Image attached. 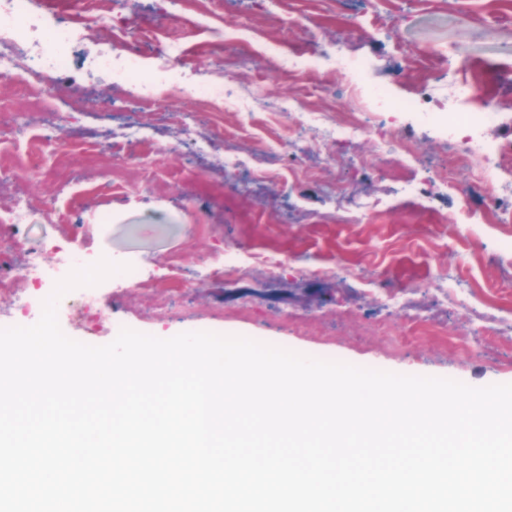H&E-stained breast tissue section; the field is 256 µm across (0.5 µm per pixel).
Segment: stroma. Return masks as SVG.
<instances>
[{
	"label": "stroma",
	"instance_id": "stroma-1",
	"mask_svg": "<svg viewBox=\"0 0 512 512\" xmlns=\"http://www.w3.org/2000/svg\"><path fill=\"white\" fill-rule=\"evenodd\" d=\"M84 35L56 74L57 132L97 137L41 170L10 171L42 212L36 239L76 241L77 253L136 261L142 276L168 275L157 293L113 275L96 290L91 314L62 312L63 332L85 344L112 342L122 328L165 338L183 332L239 335L307 356L399 374L454 379L473 387L512 384V254L499 244L512 227L451 224L481 210L461 169L460 191L438 172L448 142L414 116L400 117L417 163L406 166L373 113L370 129L339 146L302 130L300 115L331 121L359 109L351 78L326 65L313 80L283 74L257 50L228 45L223 60L197 44L253 29L257 42H286L370 63L369 88L414 98L422 81L444 94L449 78L484 85L473 107L493 103L502 123L487 141L512 144V12L497 0H116L111 13L85 16ZM188 55L180 85L164 84L150 104L113 92L100 55H141L145 71L165 65L169 44ZM465 63L449 70L441 49ZM233 76L236 99L222 114L203 108L194 86ZM418 194L405 192L406 182ZM280 252L281 277L256 270L225 277L224 255ZM406 289L410 309L376 299L380 279ZM417 311L430 336L410 329Z\"/></svg>",
	"mask_w": 512,
	"mask_h": 512
}]
</instances>
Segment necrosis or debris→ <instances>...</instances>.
<instances>
[{
  "label": "necrosis or debris",
  "mask_w": 512,
  "mask_h": 512,
  "mask_svg": "<svg viewBox=\"0 0 512 512\" xmlns=\"http://www.w3.org/2000/svg\"><path fill=\"white\" fill-rule=\"evenodd\" d=\"M80 29L77 21L51 22L40 10L38 0H0V76L14 80L24 87L27 95L46 103L55 85V75L64 68L67 50L78 39ZM99 66L110 71L116 87L143 101H152L155 86L142 76L140 56H129L116 64L104 59ZM449 89L444 101L433 99L424 86L410 101L396 100L379 92L375 95L376 106L381 112L416 115L447 136L450 154L448 166L441 173L444 182H452L455 170L480 161L473 184L484 193L488 204L479 212L467 210L449 216V223L511 224L512 209L499 203L507 186L497 178V162L500 157L512 156V146L490 144L481 135L482 127L498 122L501 115L489 108L480 112L466 110L465 104L473 94L472 85L453 82ZM301 118L312 133L338 143L350 142L366 129L365 118L359 112L347 113L343 121L336 123L327 122L319 112H305ZM39 209L37 201L28 199L0 212V258L22 250L23 261L14 273L36 288L35 293L18 300L20 310L28 317L41 308L44 286L99 260L98 255L90 252L76 256L68 245L30 239L31 219Z\"/></svg>",
  "instance_id": "1"
}]
</instances>
